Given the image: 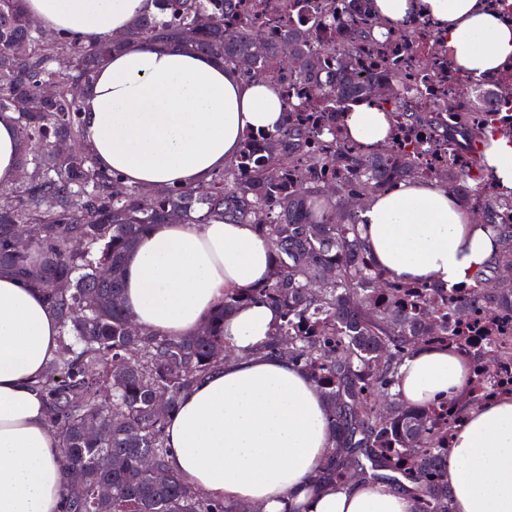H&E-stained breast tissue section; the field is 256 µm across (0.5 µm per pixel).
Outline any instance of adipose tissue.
I'll return each mask as SVG.
<instances>
[{"instance_id": "1", "label": "adipose tissue", "mask_w": 512, "mask_h": 512, "mask_svg": "<svg viewBox=\"0 0 512 512\" xmlns=\"http://www.w3.org/2000/svg\"><path fill=\"white\" fill-rule=\"evenodd\" d=\"M29 16L55 33L88 40L125 31L149 0H25ZM388 25L429 20L453 63L490 80L512 60V24L483 0H374ZM86 142L99 166L145 188L202 187L239 152L249 131H275L286 104L267 80H244L223 60L179 48L133 44L97 72L82 98ZM351 140L387 143L390 121L375 101L346 115ZM12 113L0 114V188L19 171ZM362 238L389 280L454 287L491 266L497 246L437 183L411 180L373 197ZM272 249L255 225L163 224L126 261L124 304L141 328L187 336L224 300L267 281ZM249 302L224 319L230 353L221 369L183 393L166 427L170 465L208 498L262 512H414L410 482L312 477L331 448L324 398L297 364L264 353L279 323ZM58 320L40 292L0 274V512H61L59 442L36 386L58 346ZM472 366L445 346L406 357L395 387L425 406L462 394ZM453 512H512V392L468 409L448 460Z\"/></svg>"}]
</instances>
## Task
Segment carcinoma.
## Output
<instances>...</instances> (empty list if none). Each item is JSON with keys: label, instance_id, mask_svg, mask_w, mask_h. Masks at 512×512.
Wrapping results in <instances>:
<instances>
[{"label": "carcinoma", "instance_id": "cac0c4a2", "mask_svg": "<svg viewBox=\"0 0 512 512\" xmlns=\"http://www.w3.org/2000/svg\"><path fill=\"white\" fill-rule=\"evenodd\" d=\"M365 10L345 19L344 38L327 48L334 67L311 47L313 35L291 26L267 39L263 23L279 16L244 0H151L120 38L87 41L43 36L24 0H0V113L17 125L20 161L31 167L15 195L0 200V272L38 289L60 324V342L36 383L49 426L59 437L65 476L62 512H237L205 497L169 462L165 428L182 393L224 365V317L247 302L278 308L283 322L264 347L308 370L322 391L333 445L313 481L328 485L352 471L361 478L414 489L415 512H452L450 437L461 406L405 404L393 392L403 360L425 344H447L470 358L464 404L512 386L497 381L512 367V190L487 172L488 135L512 141V73L467 83L443 53L423 54L437 29L425 19L375 36L381 22ZM408 37L411 56L381 76L364 75L366 49L382 52ZM131 43L170 45L217 56L247 78L277 89L295 81L310 96L287 103L282 126L245 135L239 155L203 189L144 190L101 170L85 143L81 100L99 68ZM442 86L429 101L409 93L419 78ZM58 92L47 96L44 89ZM387 111L390 141L364 152L349 144L345 115L353 100ZM427 131V150L448 152V165L419 167L409 153L393 162L399 132ZM66 141L65 152L53 145ZM449 184L460 202L494 233V266L461 287L395 283L373 264L359 233L366 202L399 183ZM186 224L232 220L254 224L270 242V278L251 290L224 292V302L194 334L135 330L123 301L124 263L149 229L172 217ZM25 228L29 247L14 237ZM112 267L102 281L98 269ZM64 280L69 287L54 284ZM166 397L163 412L155 398ZM107 429L92 435L89 428ZM166 473L159 482L153 471ZM111 495H98L101 485Z\"/></svg>", "mask_w": 512, "mask_h": 512}]
</instances>
